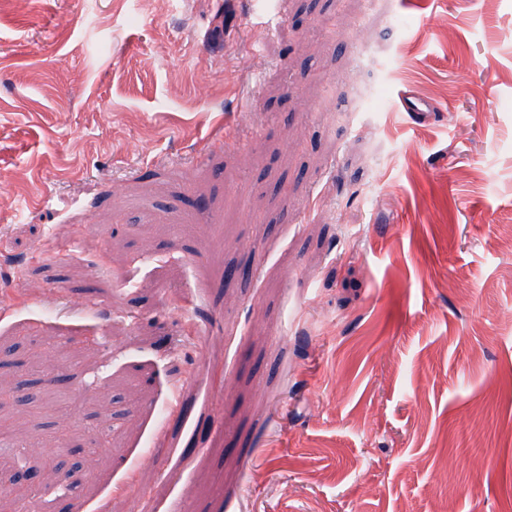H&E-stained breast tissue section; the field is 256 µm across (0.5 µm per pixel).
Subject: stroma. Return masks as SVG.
<instances>
[{"label": "stroma", "mask_w": 512, "mask_h": 512, "mask_svg": "<svg viewBox=\"0 0 512 512\" xmlns=\"http://www.w3.org/2000/svg\"><path fill=\"white\" fill-rule=\"evenodd\" d=\"M8 349L32 512H512V0H0Z\"/></svg>", "instance_id": "stroma-1"}]
</instances>
